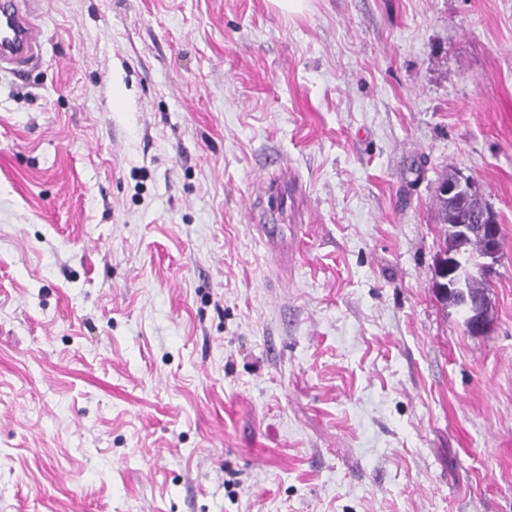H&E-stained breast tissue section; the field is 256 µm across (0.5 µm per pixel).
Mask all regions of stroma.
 <instances>
[{"instance_id":"obj_1","label":"stroma","mask_w":512,"mask_h":512,"mask_svg":"<svg viewBox=\"0 0 512 512\" xmlns=\"http://www.w3.org/2000/svg\"><path fill=\"white\" fill-rule=\"evenodd\" d=\"M36 10L0 71V512H512V0ZM447 174L501 229L477 335L433 288ZM270 194L273 195L276 200V207L279 215L283 202L289 199L291 203H294L297 198L303 196V190L296 176L289 173L288 180L274 185L270 190Z\"/></svg>"}]
</instances>
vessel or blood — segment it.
I'll use <instances>...</instances> for the list:
<instances>
[{
	"instance_id": "b4317fda",
	"label": "vessel or blood",
	"mask_w": 512,
	"mask_h": 512,
	"mask_svg": "<svg viewBox=\"0 0 512 512\" xmlns=\"http://www.w3.org/2000/svg\"><path fill=\"white\" fill-rule=\"evenodd\" d=\"M38 56V29L28 0H0V69L13 72Z\"/></svg>"
}]
</instances>
